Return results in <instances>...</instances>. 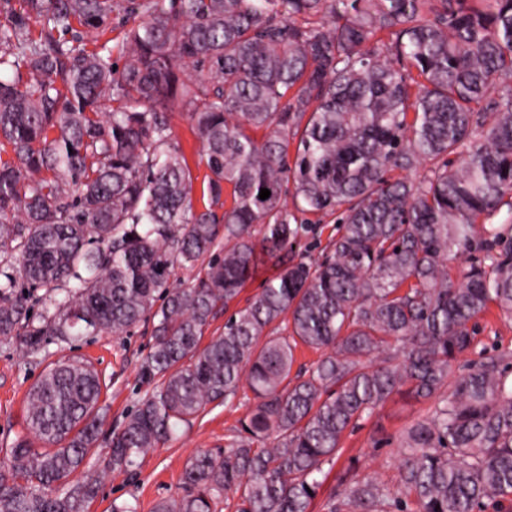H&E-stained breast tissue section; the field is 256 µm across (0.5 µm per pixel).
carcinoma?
I'll list each match as a JSON object with an SVG mask.
<instances>
[{
	"instance_id": "carcinoma-1",
	"label": "carcinoma",
	"mask_w": 512,
	"mask_h": 512,
	"mask_svg": "<svg viewBox=\"0 0 512 512\" xmlns=\"http://www.w3.org/2000/svg\"><path fill=\"white\" fill-rule=\"evenodd\" d=\"M18 2L0 0V340L39 352L152 322L153 388L112 436L114 468L209 404L255 399L153 512H217L230 490L238 512H309L344 433L394 394L432 402L400 450L415 509L397 512L512 502L508 368L454 370L490 304L512 314V241L448 270L512 192V0ZM117 11L131 26L87 49ZM174 105L207 170L200 209ZM307 214L336 216V235L290 265ZM266 260L277 274L201 345ZM178 268L198 272L177 284ZM299 343L321 356L292 378ZM100 396L90 364L44 371L27 424L46 447L0 462V512H85L98 480L70 477L96 447ZM350 504L387 512L389 491L352 478L326 507Z\"/></svg>"
}]
</instances>
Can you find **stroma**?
Segmentation results:
<instances>
[{
  "label": "stroma",
  "instance_id": "1",
  "mask_svg": "<svg viewBox=\"0 0 512 512\" xmlns=\"http://www.w3.org/2000/svg\"><path fill=\"white\" fill-rule=\"evenodd\" d=\"M335 233L333 217H311L306 232L289 248V259L318 256ZM150 341L151 327L146 324L126 336L103 333L58 339L37 353L25 352L14 342H0V460L12 448L42 445L26 427L27 395L39 375L58 361H84L94 366L102 382L98 448L88 459L90 468L99 472L100 486L87 512H109L115 500L132 505L136 512H152L158 499L180 495L188 460L198 452L230 444L254 399L251 392L242 391L231 401L210 404L189 425L180 426L165 445L137 458L135 466L106 467L103 449L110 436L121 428L127 414L146 394L147 386L141 381L139 370ZM499 354L512 361V317L493 306L479 317L473 344L458 357L455 372L467 373L483 357ZM430 407V402L396 395L355 428L347 430L340 456L310 512H327L325 504L329 497L344 493V477L350 469L359 477L381 483L391 496H401V441L413 424L427 416Z\"/></svg>",
  "mask_w": 512,
  "mask_h": 512
}]
</instances>
